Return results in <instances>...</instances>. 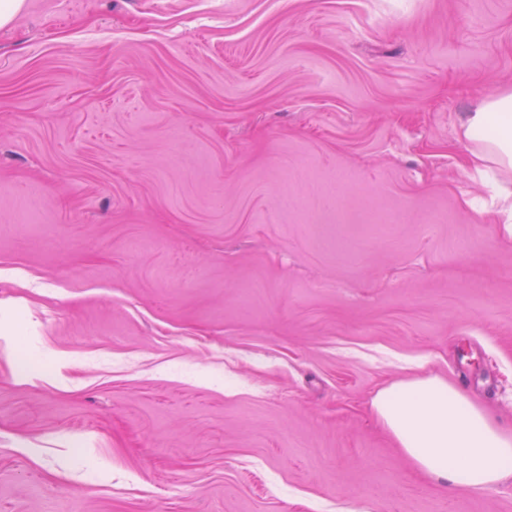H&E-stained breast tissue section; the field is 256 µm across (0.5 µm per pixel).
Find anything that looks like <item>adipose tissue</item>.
Wrapping results in <instances>:
<instances>
[{
	"label": "adipose tissue",
	"mask_w": 512,
	"mask_h": 512,
	"mask_svg": "<svg viewBox=\"0 0 512 512\" xmlns=\"http://www.w3.org/2000/svg\"><path fill=\"white\" fill-rule=\"evenodd\" d=\"M460 125L476 163L502 176L491 188L512 234V92L463 113ZM370 410L413 467L454 495L512 480V429L444 378L426 375L385 385Z\"/></svg>",
	"instance_id": "obj_1"
}]
</instances>
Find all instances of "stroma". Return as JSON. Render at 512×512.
I'll return each mask as SVG.
<instances>
[{
    "instance_id": "35a3bbf8",
    "label": "stroma",
    "mask_w": 512,
    "mask_h": 512,
    "mask_svg": "<svg viewBox=\"0 0 512 512\" xmlns=\"http://www.w3.org/2000/svg\"><path fill=\"white\" fill-rule=\"evenodd\" d=\"M509 92L512 0H26L0 512H512L369 412L421 369L512 427V237L460 131Z\"/></svg>"
}]
</instances>
